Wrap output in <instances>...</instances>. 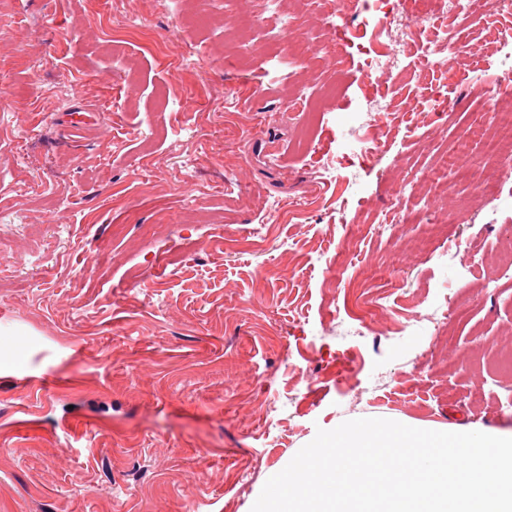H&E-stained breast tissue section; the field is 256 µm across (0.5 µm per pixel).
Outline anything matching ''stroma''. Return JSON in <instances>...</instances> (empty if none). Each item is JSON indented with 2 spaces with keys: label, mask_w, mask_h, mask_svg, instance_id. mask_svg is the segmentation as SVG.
<instances>
[{
  "label": "stroma",
  "mask_w": 512,
  "mask_h": 512,
  "mask_svg": "<svg viewBox=\"0 0 512 512\" xmlns=\"http://www.w3.org/2000/svg\"><path fill=\"white\" fill-rule=\"evenodd\" d=\"M280 23L268 0L227 31L203 0H0V512H251L321 428L512 430V196L421 181L479 96L467 60L351 22L292 73L323 88L303 145ZM365 54L364 65L367 69H387L394 76L396 81L401 80L406 73V65L399 64L396 61H391L390 59H385L388 57L386 52H377V51H366L363 52Z\"/></svg>",
  "instance_id": "obj_1"
}]
</instances>
